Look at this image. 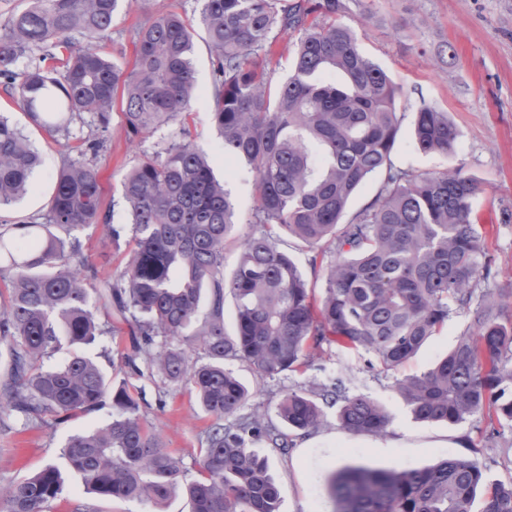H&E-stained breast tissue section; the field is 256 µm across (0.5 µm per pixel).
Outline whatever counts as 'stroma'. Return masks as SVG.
Listing matches in <instances>:
<instances>
[{"instance_id":"1","label":"stroma","mask_w":512,"mask_h":512,"mask_svg":"<svg viewBox=\"0 0 512 512\" xmlns=\"http://www.w3.org/2000/svg\"><path fill=\"white\" fill-rule=\"evenodd\" d=\"M339 15L351 26L361 51L383 68L401 88L399 111L405 112L392 159L413 171L437 172L461 169L480 181L482 191L474 207L492 224L488 240L493 258L492 274L499 287L512 286V0H342ZM178 11L190 21L200 19L199 0H133L121 5L105 50L122 67H131L135 57L132 38L136 25L155 16ZM200 92L193 101L191 137L207 153L216 176L224 174V149L211 124L210 99L213 75L211 55L204 36H197L192 55ZM447 112L459 132L456 152L451 156L425 154L413 145L410 114L420 102ZM0 113L16 123L42 155L35 171L36 189L20 202L0 212V220L16 222L41 215L53 191L55 173L70 146L93 138L90 118L75 120L71 136L51 140L34 126L0 90ZM165 129L130 137L120 108H113L109 131L96 159L102 187V206L112 212V222L122 225L126 212L122 181L128 168L145 151L160 149L168 140ZM81 260L93 265L99 278L112 277L128 258L129 233L112 241L102 226L91 225L79 232ZM104 330L86 351L111 376L126 379V369L117 353L128 346L134 330L106 311H99ZM469 315L458 311L447 326L421 349L404 368L405 373L427 370L467 330ZM235 371L249 386V409L273 412L279 389L289 383L322 382L340 375L354 382L355 390L370 394L385 404L392 416L387 432L380 436H352L327 410L323 424L304 437H295L288 451L260 441L256 450L268 457L271 471L281 488L280 512H334L329 480L344 466L373 469L421 468L442 455L477 456L488 480H512V430L491 432L483 416L448 426L414 421L388 379L368 369L364 356L336 357L329 350L315 351L310 366L301 373L257 384L253 372L235 364ZM140 414L151 430L182 463L179 489L161 504L149 501L102 499L87 492L81 480L68 477L64 492L52 512H70L75 500L93 504L98 512H190L184 484L197 474L200 439L211 424L189 387L174 388L161 378L136 379ZM112 420L111 405L58 421L53 427L11 416L8 432H0V485L57 460L68 438L106 426Z\"/></svg>"}]
</instances>
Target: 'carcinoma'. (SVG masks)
<instances>
[{"instance_id": "carcinoma-1", "label": "carcinoma", "mask_w": 512, "mask_h": 512, "mask_svg": "<svg viewBox=\"0 0 512 512\" xmlns=\"http://www.w3.org/2000/svg\"><path fill=\"white\" fill-rule=\"evenodd\" d=\"M120 2L29 0L0 22V85L49 135L69 137L86 113L96 128L86 150L97 155L119 93L130 136L170 129L165 146L139 156L124 176L132 248L113 278L88 288L68 264L80 251L72 232L93 224L116 232L91 160H63L42 221L0 224V343L9 354L0 430L15 413L48 426L109 398L112 422L71 436L60 452L66 467L101 498L158 504L171 494L180 460L143 425L134 386L114 384L79 352L103 335L101 308L136 325L121 356L131 375L191 387L213 419L197 477L186 483L190 512H280V486L252 445L286 451L289 434L318 429L327 408L349 434H382L391 424L385 405L341 376L282 387L276 424L246 411L251 393L228 362L248 365L264 382L303 371L325 346L338 356L365 353L393 374L392 389L413 419L457 425L485 412L491 428H512V321L490 281L474 208L480 183L459 169L395 165L401 88L337 21L341 0H202L211 123L231 164L227 176L240 159L255 172L256 202L244 219L186 128L199 97L194 28L176 12L140 25L126 71L101 47ZM288 31L297 34L291 69L274 85L262 53ZM411 138L422 153L448 156L458 132L448 113L423 101ZM39 164L1 115L0 210L33 190ZM374 175L382 176L378 193L344 220ZM240 224L259 230L243 240L227 276L224 248ZM290 238L315 252L311 266L328 258L319 300L288 252ZM461 309L470 325L447 355L426 372L398 375ZM64 348V363L44 365ZM64 483L62 469L48 463L0 487V512H51ZM329 493L336 512H512V480L488 483L474 457L446 455L415 469L347 466Z\"/></svg>"}]
</instances>
